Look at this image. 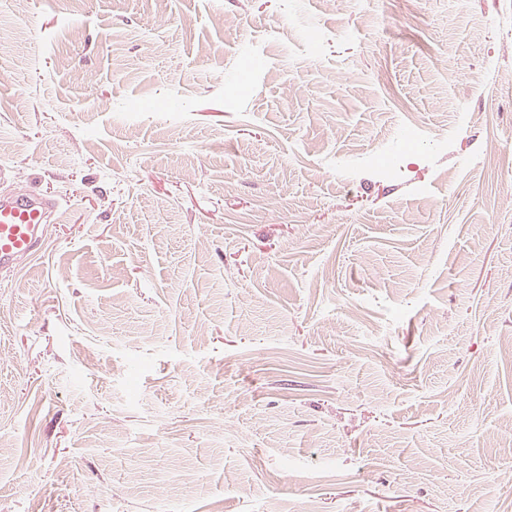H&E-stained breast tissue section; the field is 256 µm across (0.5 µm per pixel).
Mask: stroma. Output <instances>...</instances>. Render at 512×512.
Instances as JSON below:
<instances>
[{
	"mask_svg": "<svg viewBox=\"0 0 512 512\" xmlns=\"http://www.w3.org/2000/svg\"><path fill=\"white\" fill-rule=\"evenodd\" d=\"M0 170V512L512 499V0H11ZM59 198L35 194L0 198V270L9 271L43 246V228L58 213Z\"/></svg>",
	"mask_w": 512,
	"mask_h": 512,
	"instance_id": "35a3bbf8",
	"label": "stroma"
}]
</instances>
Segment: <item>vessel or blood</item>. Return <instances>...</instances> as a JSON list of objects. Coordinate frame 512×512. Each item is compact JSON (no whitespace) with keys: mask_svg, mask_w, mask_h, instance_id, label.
Masks as SVG:
<instances>
[{"mask_svg":"<svg viewBox=\"0 0 512 512\" xmlns=\"http://www.w3.org/2000/svg\"><path fill=\"white\" fill-rule=\"evenodd\" d=\"M60 199L35 194L0 197V270L8 271L43 246V228L57 214Z\"/></svg>","mask_w":512,"mask_h":512,"instance_id":"b4317fda","label":"vessel or blood"}]
</instances>
